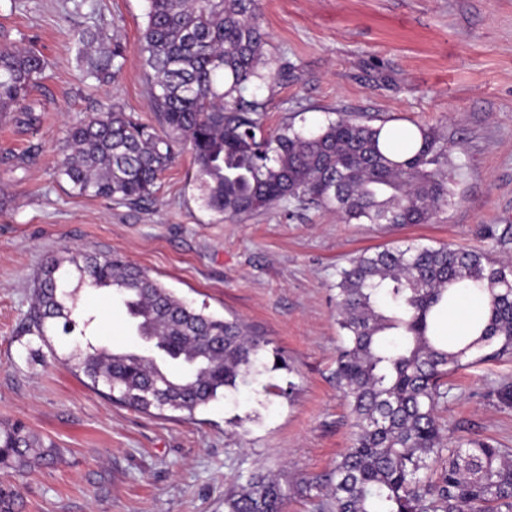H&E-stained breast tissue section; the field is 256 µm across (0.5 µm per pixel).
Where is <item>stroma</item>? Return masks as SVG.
<instances>
[{"label": "stroma", "mask_w": 512, "mask_h": 512, "mask_svg": "<svg viewBox=\"0 0 512 512\" xmlns=\"http://www.w3.org/2000/svg\"><path fill=\"white\" fill-rule=\"evenodd\" d=\"M145 0H0V45L32 46L47 68L27 103L33 122L0 121V425L23 422L61 458L25 476L0 468L21 512H226L224 496L263 473L281 479L286 512H317L304 476L349 448L336 387L340 268L367 248L479 250L512 262V0H262L276 80L252 85L265 130L307 131L350 116L398 133L448 135L447 206L432 223H348L334 211L278 204L238 221L206 209L187 145L147 201L76 195L57 173L70 126L121 108L153 122L136 51ZM91 29L127 46L115 83L77 63ZM117 256L195 306L238 318L265 341L260 374L186 417L144 414L88 388L63 358L68 337L27 329L34 274L68 252ZM97 345L141 348L124 308L80 290ZM512 357L448 378L444 439L512 448Z\"/></svg>", "instance_id": "stroma-1"}]
</instances>
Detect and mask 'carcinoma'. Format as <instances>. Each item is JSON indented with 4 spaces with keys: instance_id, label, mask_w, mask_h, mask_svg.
<instances>
[{
    "instance_id": "cac0c4a2",
    "label": "carcinoma",
    "mask_w": 512,
    "mask_h": 512,
    "mask_svg": "<svg viewBox=\"0 0 512 512\" xmlns=\"http://www.w3.org/2000/svg\"><path fill=\"white\" fill-rule=\"evenodd\" d=\"M136 46L151 82L153 125L100 112L73 125L59 174L80 196L137 204L155 192L190 146L203 205L234 219L278 203L316 205L350 223L427 224L448 204V137L417 124L398 141L383 127L351 118L305 133L292 124L267 132L259 104L243 91L274 78L260 69L267 33L261 0H147ZM87 75L114 81L127 47L84 30L75 42ZM45 68L32 47H0V120L26 106ZM77 286L70 287L71 273ZM116 291L152 352L96 346L78 320L80 289ZM487 298L484 314L448 344L434 333L437 311L459 293ZM336 310L346 332L336 386L346 399L353 445L326 474L303 482L321 512H512V449L484 439L444 446L437 413L448 375L512 354V265L442 245L362 252L338 272ZM28 328L41 338L79 333L64 363L93 389L140 412L189 416L259 372L263 342L178 297L116 257L76 252L52 257L33 284ZM57 457L20 422L0 429V467L18 472ZM438 471L437 479L430 473ZM281 483L254 474L224 501L228 512H284ZM20 495L0 487V512Z\"/></svg>"
}]
</instances>
